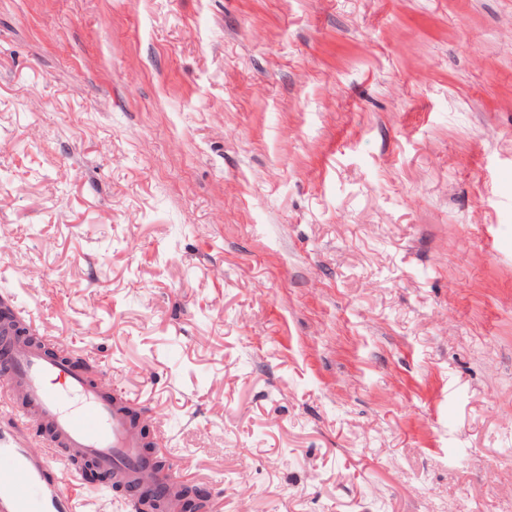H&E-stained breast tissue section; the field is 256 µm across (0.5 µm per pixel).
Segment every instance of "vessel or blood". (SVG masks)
I'll return each instance as SVG.
<instances>
[{"label":"vessel or blood","mask_w":512,"mask_h":512,"mask_svg":"<svg viewBox=\"0 0 512 512\" xmlns=\"http://www.w3.org/2000/svg\"><path fill=\"white\" fill-rule=\"evenodd\" d=\"M0 361V512H84L73 489L82 462L110 471L115 484L163 491L168 512H181L177 467L155 468L135 401L107 372L89 376L65 352H51L15 306L0 321Z\"/></svg>","instance_id":"b4317fda"}]
</instances>
